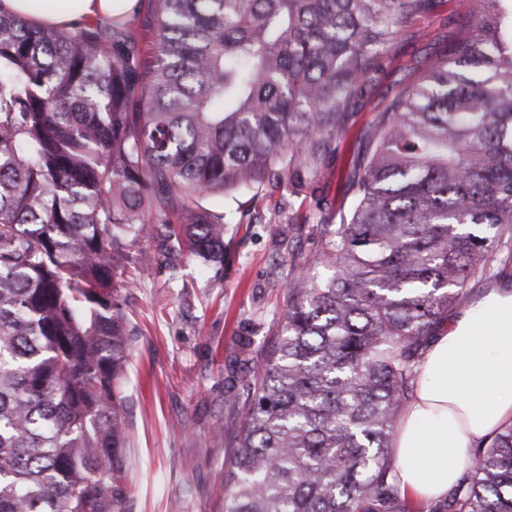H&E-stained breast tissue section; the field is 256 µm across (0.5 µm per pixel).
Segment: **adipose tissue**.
I'll return each instance as SVG.
<instances>
[{"instance_id":"obj_1","label":"adipose tissue","mask_w":512,"mask_h":512,"mask_svg":"<svg viewBox=\"0 0 512 512\" xmlns=\"http://www.w3.org/2000/svg\"><path fill=\"white\" fill-rule=\"evenodd\" d=\"M139 0H0V11L69 29L133 14ZM512 421V291L492 289L434 336L394 431L406 495L432 502L462 477L473 448Z\"/></svg>"}]
</instances>
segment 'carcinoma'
Returning a JSON list of instances; mask_svg holds the SVG:
<instances>
[{
	"mask_svg": "<svg viewBox=\"0 0 512 512\" xmlns=\"http://www.w3.org/2000/svg\"><path fill=\"white\" fill-rule=\"evenodd\" d=\"M366 134L352 208L288 278L224 460V512H407L392 436L470 284L512 252V0ZM429 0H147L74 29L0 13V512H125L126 249L224 263L204 201L316 175ZM427 512H512V423Z\"/></svg>",
	"mask_w": 512,
	"mask_h": 512,
	"instance_id": "1",
	"label": "carcinoma"
}]
</instances>
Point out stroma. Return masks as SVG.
<instances>
[{"instance_id":"35a3bbf8","label":"stroma","mask_w":512,"mask_h":512,"mask_svg":"<svg viewBox=\"0 0 512 512\" xmlns=\"http://www.w3.org/2000/svg\"><path fill=\"white\" fill-rule=\"evenodd\" d=\"M481 0H430L379 61L314 179L298 191L266 185L257 203L216 195L224 267L194 259L179 268L146 235L128 249L134 276L119 294L129 319L122 384L127 434L122 463L127 512H224V458L251 365L281 320L286 275L316 251V227L338 223L345 179L366 155L377 112L431 60L448 55L453 32L481 14Z\"/></svg>"}]
</instances>
